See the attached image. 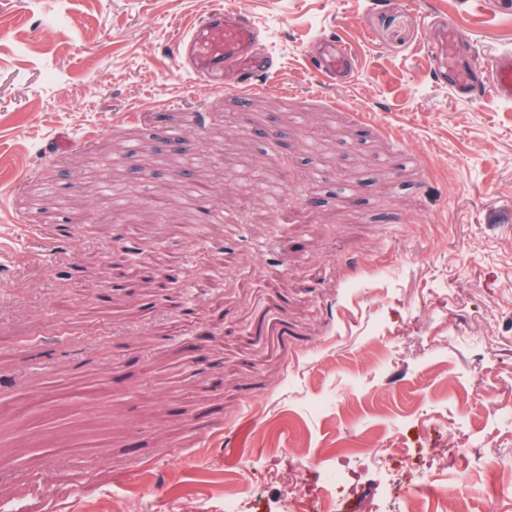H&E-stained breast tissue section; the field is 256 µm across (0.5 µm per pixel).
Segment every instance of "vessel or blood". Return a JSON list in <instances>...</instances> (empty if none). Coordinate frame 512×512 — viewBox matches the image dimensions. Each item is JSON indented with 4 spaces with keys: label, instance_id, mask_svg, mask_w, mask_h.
<instances>
[{
    "label": "vessel or blood",
    "instance_id": "vessel-or-blood-1",
    "mask_svg": "<svg viewBox=\"0 0 512 512\" xmlns=\"http://www.w3.org/2000/svg\"><path fill=\"white\" fill-rule=\"evenodd\" d=\"M469 44L467 33L456 25L443 18L431 20L422 50L434 78L463 99L491 96L512 103V48L491 54L477 67L461 57ZM174 50L180 69L210 89H246L276 71L260 29L231 8L209 10L176 39ZM308 56L322 82L344 87L351 82L356 58L347 43L322 34L311 41Z\"/></svg>",
    "mask_w": 512,
    "mask_h": 512
}]
</instances>
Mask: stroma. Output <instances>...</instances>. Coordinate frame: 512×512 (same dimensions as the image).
<instances>
[{
  "mask_svg": "<svg viewBox=\"0 0 512 512\" xmlns=\"http://www.w3.org/2000/svg\"><path fill=\"white\" fill-rule=\"evenodd\" d=\"M218 2L0 0V492L289 512L299 488L316 512L331 459L341 512H387L394 485L428 489L419 512H512V104L455 98L421 52L444 15L484 60L512 14L234 0L279 72L213 90L174 41ZM321 33L350 86L316 79ZM178 121L188 157L126 163ZM105 180L138 192L113 207ZM307 56L316 62L319 79L325 84L348 86L356 69V58L347 43L320 34L310 42Z\"/></svg>",
  "mask_w": 512,
  "mask_h": 512,
  "instance_id": "obj_1",
  "label": "stroma"
}]
</instances>
